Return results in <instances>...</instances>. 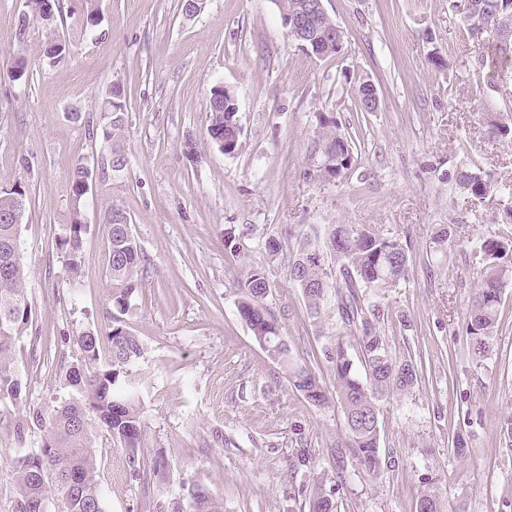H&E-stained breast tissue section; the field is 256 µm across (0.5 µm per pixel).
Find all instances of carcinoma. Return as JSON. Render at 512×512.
Returning a JSON list of instances; mask_svg holds the SVG:
<instances>
[{
  "label": "carcinoma",
  "mask_w": 512,
  "mask_h": 512,
  "mask_svg": "<svg viewBox=\"0 0 512 512\" xmlns=\"http://www.w3.org/2000/svg\"><path fill=\"white\" fill-rule=\"evenodd\" d=\"M475 8L473 20L493 29L496 23L512 16V0H471ZM67 45L56 40L46 51L48 66L62 62ZM224 95V86L211 88L209 111L210 130L220 134L216 142L224 149V139L234 137L238 128L237 113ZM106 124L103 139L111 143L109 162L125 158L123 144L115 134L126 123V103L121 89H109L100 105ZM486 121L493 133L503 139L512 138V126L503 122L497 113L487 114ZM324 134V155L327 175L335 177L336 159L345 168L354 162L347 139L338 130L336 121ZM88 167L76 163L70 174L74 212L71 222L57 237L56 246L62 253L71 278L79 276L84 262V235L87 225L81 220L79 206L85 196ZM456 185L471 202L483 203L493 195L501 197L504 212L512 217V184L495 186L479 174L462 169ZM24 188L17 186L0 191V216L9 213L15 200L25 198ZM126 215L119 207L111 208L104 225L107 228L106 266L110 279L124 285L113 305L116 310L105 312L108 331L102 337L88 329L73 338L84 364H68L62 368L64 383L70 389L69 398L48 411L33 408L17 422L24 432L33 424L44 431L39 448L17 449L15 463L16 500L14 512H38L43 502L57 500L62 512H105L100 487L97 457V436L107 432L128 454L131 476H141L138 460L144 423L135 394L121 388L134 362L142 354V345L125 322L119 318L130 307L136 282L144 272V255L128 224L118 221ZM20 234V225L7 224L0 219V256ZM298 249L292 259L296 270L291 280L301 290L312 314H319L328 298L336 297V315L353 329L359 349L358 370L341 340L326 348L332 364L333 384L337 402L341 405L348 428L349 446L354 449L360 465L375 473L381 468L379 435L380 403L396 390L405 391L418 382L413 363L398 361L390 354L386 339L377 323L380 307L374 300L383 299L389 289L396 287L407 272L408 255L398 236L370 224H308L300 229ZM475 253L482 269L478 288L472 297L467 320V332L472 339V354L478 361L490 351L499 321L503 289L508 286L504 271L512 268L509 254L512 243L497 235L485 236L476 243ZM28 269L22 254L10 264L9 273L0 277V313L7 310L10 318L0 317V404L18 407L27 401L26 386L16 370L15 349L32 322V306L26 288ZM245 296L240 303V316L258 342L268 345L269 356L281 363L288 362V349L280 326L271 317L263 300L270 291L264 272L254 268L242 283ZM108 342L109 356L100 361L102 342ZM289 382L305 398L317 405L328 400L324 387L316 376L305 368L288 372ZM304 495L301 508L308 512H337L333 496L316 483L299 490ZM173 512H221L220 503L208 489L193 486L186 500L174 502Z\"/></svg>",
  "instance_id": "1"
}]
</instances>
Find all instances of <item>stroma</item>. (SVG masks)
I'll return each mask as SVG.
<instances>
[{
	"instance_id": "stroma-1",
	"label": "stroma",
	"mask_w": 512,
	"mask_h": 512,
	"mask_svg": "<svg viewBox=\"0 0 512 512\" xmlns=\"http://www.w3.org/2000/svg\"><path fill=\"white\" fill-rule=\"evenodd\" d=\"M458 0H323L344 35L335 56L316 58L292 40L277 0H204L186 16L182 0H60L52 25L30 24L25 0H0V190L22 185L21 240L33 310L29 338L16 348L31 406L68 398L59 356L79 363L69 339L105 327L119 295L105 265L111 207L123 208L148 263L124 320L143 355L130 378L141 400L140 457L153 480L132 478L121 445L99 439L106 512H160L195 484L222 512H299L293 493L320 480L338 512H417L437 489L445 512H512V444L501 425L512 416V285L484 360L472 355L467 309L480 269L473 254L485 235L512 237L498 198L475 205L455 184L468 168L492 184L512 183V142L485 115L512 120V68L488 60L461 22ZM101 23L86 25L89 5ZM68 58L44 64L52 39ZM439 55L443 67L429 58ZM24 61L28 78L8 73ZM371 81L376 111L357 105ZM120 84L127 103L122 133L127 164H107L91 135L101 94ZM236 99L240 145L227 155L208 134L209 92ZM336 120L354 163L340 178L322 171L324 119ZM196 145L185 152L186 141ZM86 163L91 192L73 206L70 171ZM80 209L88 226L85 263L70 279L56 239ZM302 224H373L399 235L408 270L380 306L393 355L421 378L395 393L379 416L384 463L365 472L348 446L336 399L315 405L268 355L239 315L249 267L271 285L265 300L293 364L332 389L325 349L353 333L325 305L311 318L288 260ZM447 228V247L434 236ZM247 248L232 256L225 232ZM281 250L269 257L265 243ZM19 409L0 406V512H14L18 440L37 448L44 433L16 436ZM468 441L465 455L450 435ZM308 449V466L296 464Z\"/></svg>"
}]
</instances>
